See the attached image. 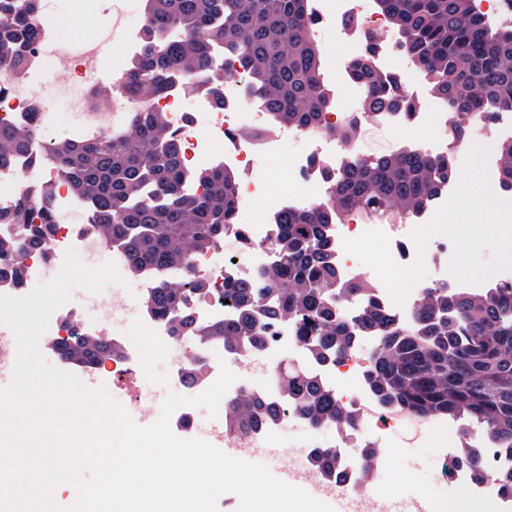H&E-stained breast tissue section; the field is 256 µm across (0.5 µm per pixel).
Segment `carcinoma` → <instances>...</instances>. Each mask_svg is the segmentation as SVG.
Returning a JSON list of instances; mask_svg holds the SVG:
<instances>
[{"mask_svg":"<svg viewBox=\"0 0 512 512\" xmlns=\"http://www.w3.org/2000/svg\"><path fill=\"white\" fill-rule=\"evenodd\" d=\"M40 0H0V65L18 63L20 44L36 36ZM397 29L400 47L430 81V91L453 114L454 137L468 141L469 114L484 120L512 112V26L492 28L474 0H375ZM147 38L123 89L132 98L161 96L176 78L191 80L214 68L213 50L224 46L252 94L261 96L277 124L315 130L332 100L320 71V48L311 36L310 0H146ZM178 32L182 37L171 39ZM384 50L375 31L363 35L347 64L365 88L361 111L345 115L330 132L347 143L380 111L408 117L418 102L398 78L380 72ZM40 124L19 129L0 124V163L26 150ZM75 192L92 199L90 223L122 246L133 269L191 268L197 252L224 242L234 222L238 176L224 166L186 173L179 139L157 112H134L127 124L97 140L50 147ZM499 186L512 192V140L499 149ZM453 158L401 150L369 160L350 155L323 173L327 198L276 217L274 257L259 280L224 281L234 308L228 321L200 325L188 297L199 291L192 276L162 280L146 289L144 305L174 336L213 339L250 352L290 320L308 350L305 366L287 365L276 381L277 404L252 391L224 407L228 433L248 434L260 423L286 416L288 401L314 425L343 419L324 388L320 369L355 346L379 336L366 370L369 385L387 407L419 419L462 413L512 449V284L487 296L454 295L431 288L421 298L414 325L405 328L359 282L338 276L327 226L355 211L392 223L416 214L455 178ZM192 180L202 193L189 196ZM54 202L22 195L0 222L26 225V248L43 246L55 224ZM340 294L364 298L352 321L337 311Z\"/></svg>","mask_w":512,"mask_h":512,"instance_id":"cac0c4a2","label":"carcinoma"}]
</instances>
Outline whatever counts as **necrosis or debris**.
Masks as SVG:
<instances>
[{
    "label": "necrosis or debris",
    "mask_w": 512,
    "mask_h": 512,
    "mask_svg": "<svg viewBox=\"0 0 512 512\" xmlns=\"http://www.w3.org/2000/svg\"><path fill=\"white\" fill-rule=\"evenodd\" d=\"M82 3L87 12L110 14L113 29L124 38L125 54L109 63L113 83L94 85L87 80L90 70L102 69L107 64L98 55L94 42H85L76 52L59 47L56 56H47L46 47L57 45L58 30L45 18H38L37 38L34 43L24 46L22 64L0 67V123L17 128L32 125L45 111L47 96L51 93L69 98L72 110L83 115L82 136L86 139L106 131V115L122 117L138 110L161 112L181 140L187 170L224 163L242 168L247 177L238 186L236 222L226 230L227 237L237 241L238 249L235 255L229 256L222 245H213L197 255L192 270L193 276L204 286L203 292L192 303L196 317L203 322L223 320L230 314L229 307L224 304L226 271H233L244 280H255L273 255L268 246L273 236L271 220L258 218L252 207L254 200L265 196L267 186L252 178L253 169L266 154L280 152L284 144L298 141L303 148L293 154L291 167L302 184H313L320 182L321 168L335 167L337 155L356 157L360 151L356 143L340 145L329 134V127L335 126L338 119L334 112L323 115L321 128L317 131L279 126L262 98L244 95L237 77L225 72L220 64L215 70L224 76L225 107L213 106L205 92L207 83L203 80L192 90L184 81H175L169 92L160 97L136 101L119 98L116 84L123 81L137 61L145 29L132 27L116 0H82ZM313 12L314 37H322L327 17H336L342 22L337 36L353 55L360 51L364 31L384 26V18L374 0H315ZM350 16L361 18V27L345 26L344 21ZM49 65L56 74V83L50 92L45 91L37 80ZM188 103L194 106V115H186L184 106ZM25 192L51 195L56 207V226L44 248L31 252L18 247L20 225L0 224V256L9 262L8 267L0 269V295H27L31 283L43 269L58 261L72 245L78 244L87 250L104 246L95 225L69 223L68 216L72 211L89 213V201L73 193L58 177L52 153L44 143H35L28 152L0 165V209L11 208L18 195ZM434 213L433 206L429 205L415 214L410 223L384 225L383 230L392 241L391 254L398 264L407 266L415 261L417 250L411 232L428 223ZM365 230V225L351 222L329 225V239L337 247L338 271L343 278L367 282L374 298L389 306L396 322L408 325L414 321L417 302L429 287L445 288L467 296L487 293V284H460L447 273L448 241L437 236L426 248L435 266L433 277L417 283L403 306L392 305L375 272L341 247L343 240L357 238ZM90 336L83 311L65 305L53 313L44 346L52 350L61 341L77 337L86 340ZM376 342V337H365L361 346L348 351L339 363L322 374L325 386L336 398L337 407L350 417L349 422L336 423V437L332 442L336 450L333 468L343 481L341 493L365 496L368 491L365 477L390 468L392 459L386 451L390 431L403 429L420 434L435 429L448 435L449 463L445 480L453 483L456 491L474 504L490 506L492 512H512V489L504 487L499 480L500 475L512 472V450L501 447L488 430L475 426L461 415L418 420L385 409L375 398L366 378L369 356ZM109 343L114 347L113 353L100 358L97 365L111 371L113 384L119 388L136 373L131 355L138 342L134 335L117 330L110 336ZM176 344L178 352L171 362L170 382L194 393L207 389L214 366L221 362L241 372L254 363H267L271 352L283 348L293 361L302 363L307 359L293 325L285 322L277 325L265 346L252 354H240L208 341L180 338ZM472 459L482 464L484 476H476L469 468L468 462Z\"/></svg>",
    "instance_id": "1"
}]
</instances>
